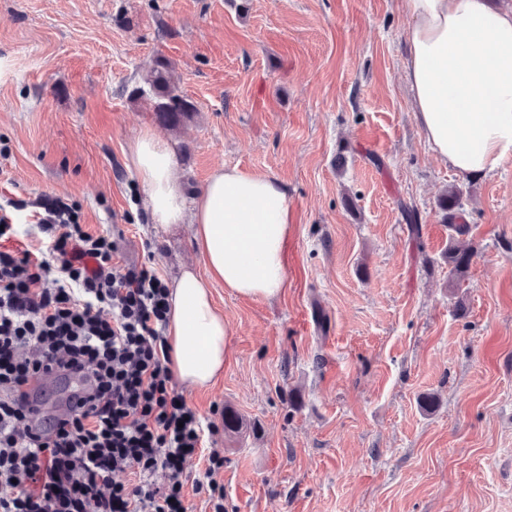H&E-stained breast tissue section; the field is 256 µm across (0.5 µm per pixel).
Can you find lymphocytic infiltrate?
Returning a JSON list of instances; mask_svg holds the SVG:
<instances>
[{"instance_id": "1", "label": "lymphocytic infiltrate", "mask_w": 512, "mask_h": 512, "mask_svg": "<svg viewBox=\"0 0 512 512\" xmlns=\"http://www.w3.org/2000/svg\"><path fill=\"white\" fill-rule=\"evenodd\" d=\"M29 207L36 244L13 218ZM117 252L76 202L0 205V512H189V485L224 512V455L169 367V289ZM48 383L64 387L55 411Z\"/></svg>"}]
</instances>
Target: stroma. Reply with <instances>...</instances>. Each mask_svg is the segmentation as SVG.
I'll return each instance as SVG.
<instances>
[{"mask_svg": "<svg viewBox=\"0 0 512 512\" xmlns=\"http://www.w3.org/2000/svg\"><path fill=\"white\" fill-rule=\"evenodd\" d=\"M409 24L399 0H0V204L76 200L169 283L203 260L192 225L143 212L141 127L187 197L220 166L287 193L283 294L213 286L224 373L182 390L205 421L243 422L208 441L224 512H512V158L472 179L431 150ZM159 58L198 109L177 128L129 95ZM455 187L477 250L456 287L438 206Z\"/></svg>", "mask_w": 512, "mask_h": 512, "instance_id": "stroma-1", "label": "stroma"}]
</instances>
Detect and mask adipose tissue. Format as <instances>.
Wrapping results in <instances>:
<instances>
[{"label":"adipose tissue","instance_id":"1","mask_svg":"<svg viewBox=\"0 0 512 512\" xmlns=\"http://www.w3.org/2000/svg\"><path fill=\"white\" fill-rule=\"evenodd\" d=\"M405 75L427 143L458 173L484 177L512 156V10L487 0H401ZM151 223L193 226L203 271L187 269L169 289L171 369L188 386L212 385L224 368L229 323L209 284L272 299L286 286L288 197L267 174L223 167L186 210L170 145L142 128L129 145Z\"/></svg>","mask_w":512,"mask_h":512}]
</instances>
